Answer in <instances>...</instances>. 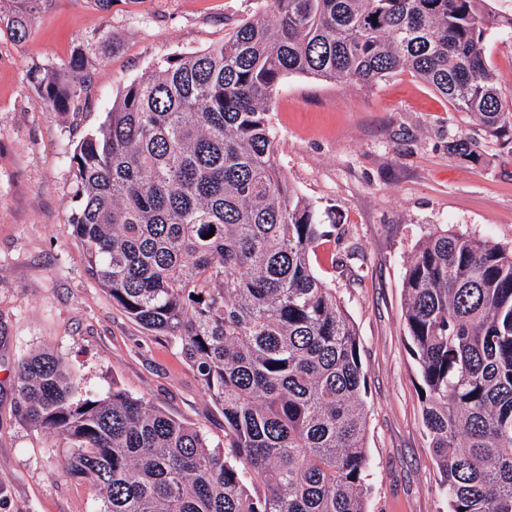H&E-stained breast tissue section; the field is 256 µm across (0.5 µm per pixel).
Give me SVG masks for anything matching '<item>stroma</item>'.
<instances>
[{
    "label": "stroma",
    "instance_id": "stroma-1",
    "mask_svg": "<svg viewBox=\"0 0 512 512\" xmlns=\"http://www.w3.org/2000/svg\"><path fill=\"white\" fill-rule=\"evenodd\" d=\"M268 10V0H113L106 12L93 0H44L24 42L0 33V512L97 510L88 485L63 471L58 439L19 415L16 368L38 349L63 355L89 393L124 390L223 438V415L178 349L128 319L86 272L67 222L69 158L131 81ZM80 45L91 51L89 87L60 115L36 102L25 73ZM485 53L512 100V30H492ZM268 120L289 183L336 227L311 260L359 334L367 512H448L408 349L403 276L437 229L512 249V145L407 72L373 87L285 77ZM466 136L476 154L456 159L448 147Z\"/></svg>",
    "mask_w": 512,
    "mask_h": 512
}]
</instances>
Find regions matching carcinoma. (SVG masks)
<instances>
[{
	"mask_svg": "<svg viewBox=\"0 0 512 512\" xmlns=\"http://www.w3.org/2000/svg\"><path fill=\"white\" fill-rule=\"evenodd\" d=\"M23 41L43 0H11ZM488 0H271L224 42L159 61L70 157L88 274L177 347L224 439L118 389L83 390L45 349L16 373L24 421L69 449L98 512H366L359 337L310 254L333 230L288 183L267 113L282 80L373 86L409 72L512 142L484 41ZM89 56L34 65L38 103L77 109ZM422 416L448 512H512V250L437 230L403 279ZM201 300L196 301L194 297Z\"/></svg>",
	"mask_w": 512,
	"mask_h": 512,
	"instance_id": "obj_1",
	"label": "carcinoma"
}]
</instances>
